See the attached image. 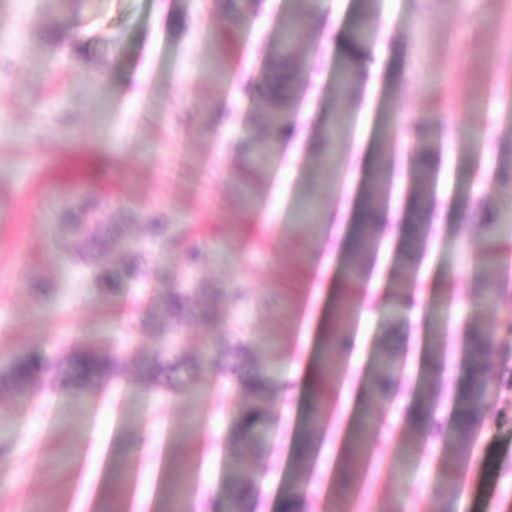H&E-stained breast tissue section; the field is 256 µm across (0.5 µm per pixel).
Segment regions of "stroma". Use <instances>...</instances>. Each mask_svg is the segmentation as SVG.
<instances>
[{"instance_id": "35a3bbf8", "label": "stroma", "mask_w": 512, "mask_h": 512, "mask_svg": "<svg viewBox=\"0 0 512 512\" xmlns=\"http://www.w3.org/2000/svg\"><path fill=\"white\" fill-rule=\"evenodd\" d=\"M293 0H0V368L38 347L50 358L91 346L118 355V376L76 391L59 377L30 396L0 391V512H224L226 473L252 486L250 512H282L289 479L305 481L294 512H512V224L497 237L502 272L485 259L484 171L512 174V117L489 90L512 76V0H327L322 32L292 58L277 51ZM365 19L374 38L338 41ZM81 32L72 38L70 28ZM359 77L337 97L344 64ZM291 112L268 126L263 88L287 65ZM275 137L266 151L262 143ZM431 144L426 180L413 178L419 138ZM385 159L388 177L361 166ZM373 196L396 221L368 238L358 263L380 273L378 315L361 321L345 296L342 255L316 262ZM101 205L98 223L130 237L86 247L66 225L72 206ZM429 203L415 236L399 234L415 202ZM171 225L166 284L181 286L184 245L208 254L194 282L195 314L175 343L191 357L224 335L269 366L261 448L238 441L249 390L223 359L185 366L176 382L143 371L160 345L159 296L93 288L87 264L122 275L131 236ZM406 274L421 295L417 334L383 313ZM491 346L481 423L453 431L468 350L453 327ZM395 362L386 399L363 400L372 426L361 448L342 388L358 392L374 357ZM314 364L307 394L286 361ZM435 427L417 436V398ZM344 445L343 458L297 455L295 440Z\"/></svg>"}]
</instances>
